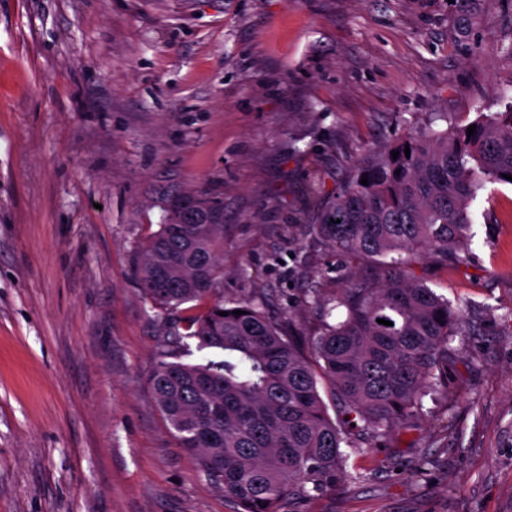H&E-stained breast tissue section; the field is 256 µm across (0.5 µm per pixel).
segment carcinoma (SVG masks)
Masks as SVG:
<instances>
[{
    "label": "carcinoma",
    "mask_w": 512,
    "mask_h": 512,
    "mask_svg": "<svg viewBox=\"0 0 512 512\" xmlns=\"http://www.w3.org/2000/svg\"><path fill=\"white\" fill-rule=\"evenodd\" d=\"M474 124L470 136L465 126L420 130L368 159L307 229L381 271L377 282L351 274L330 295L310 289L306 303L326 318L314 336L293 329L291 312L273 315L263 297L218 295L224 225L167 219L138 248L137 283L166 328L149 375L154 403L241 512H281L341 475L366 480L346 470V449L364 448L332 420L319 384L347 421L385 438L416 423L424 397L448 381L449 343L476 325L426 286L413 256L463 262L471 201L487 183H509L512 111ZM335 311L341 317L328 322ZM192 342L207 361H182Z\"/></svg>",
    "instance_id": "cac0c4a2"
}]
</instances>
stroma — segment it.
<instances>
[{
	"label": "stroma",
	"mask_w": 512,
	"mask_h": 512,
	"mask_svg": "<svg viewBox=\"0 0 512 512\" xmlns=\"http://www.w3.org/2000/svg\"><path fill=\"white\" fill-rule=\"evenodd\" d=\"M512 101V0H0V512H238L148 384L134 275L160 187L224 210V297L305 335L347 256L302 236L367 157ZM467 263L415 270L478 332L373 470L283 512H512V185Z\"/></svg>",
	"instance_id": "1"
}]
</instances>
